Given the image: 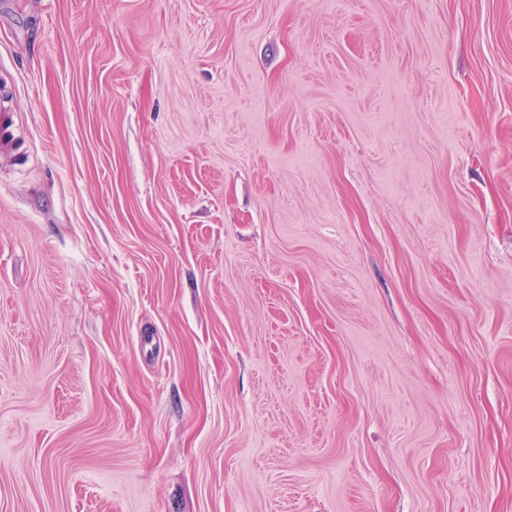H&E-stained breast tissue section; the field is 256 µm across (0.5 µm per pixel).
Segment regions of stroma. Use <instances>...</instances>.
<instances>
[{"mask_svg":"<svg viewBox=\"0 0 512 512\" xmlns=\"http://www.w3.org/2000/svg\"><path fill=\"white\" fill-rule=\"evenodd\" d=\"M0 512H512V0H0Z\"/></svg>","mask_w":512,"mask_h":512,"instance_id":"stroma-1","label":"stroma"}]
</instances>
